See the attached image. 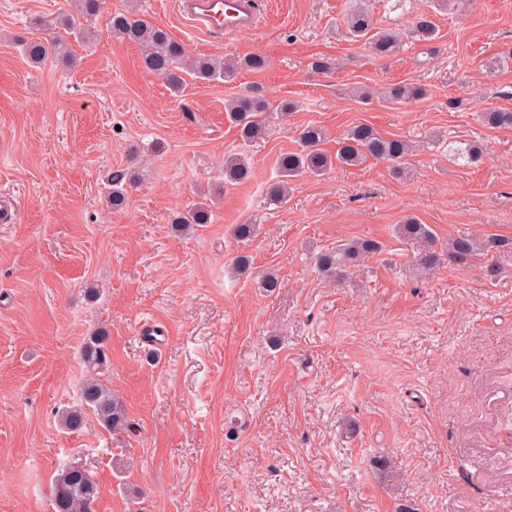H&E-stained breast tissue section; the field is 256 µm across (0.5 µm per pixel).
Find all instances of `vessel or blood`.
Listing matches in <instances>:
<instances>
[{"label":"vessel or blood","mask_w":512,"mask_h":512,"mask_svg":"<svg viewBox=\"0 0 512 512\" xmlns=\"http://www.w3.org/2000/svg\"><path fill=\"white\" fill-rule=\"evenodd\" d=\"M178 11L196 30L220 37L256 34L259 0H177Z\"/></svg>","instance_id":"b4317fda"}]
</instances>
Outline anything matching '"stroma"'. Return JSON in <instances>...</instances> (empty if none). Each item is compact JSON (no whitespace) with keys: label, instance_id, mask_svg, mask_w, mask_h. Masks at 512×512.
I'll use <instances>...</instances> for the list:
<instances>
[{"label":"stroma","instance_id":"35a3bbf8","mask_svg":"<svg viewBox=\"0 0 512 512\" xmlns=\"http://www.w3.org/2000/svg\"><path fill=\"white\" fill-rule=\"evenodd\" d=\"M141 4L191 53L268 65L187 78L176 96L101 15L94 40L70 42L76 67H34L19 38L43 36L73 0H0V194L17 209L0 223V512H52L51 481L72 463L102 487L93 512H512V250L493 277L480 260L423 276L396 234L413 215L442 246L512 238V128L479 119L512 110V64L486 66L512 51V0L436 14L432 48L407 40L386 60L343 36L350 0H260L258 34L221 39L193 30L176 0ZM400 82L428 98L353 93ZM256 88L298 109L251 142L224 102ZM362 123L413 142L406 177L371 159L270 197L299 128L322 127L332 152ZM462 140L482 143L480 162L448 161ZM231 153L253 176L225 186ZM129 169L140 180L112 208L108 184ZM198 200L210 223L174 231ZM244 221L259 231L239 241ZM356 239L382 249L343 279L319 272V251ZM241 255L251 267L238 277ZM267 273L275 292L258 286ZM154 320L169 330L160 345L143 333ZM100 327L102 380L134 428L112 433L89 413L70 433L59 414L79 402V348Z\"/></svg>","mask_w":512,"mask_h":512}]
</instances>
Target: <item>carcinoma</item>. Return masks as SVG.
I'll use <instances>...</instances> for the list:
<instances>
[{
    "label": "carcinoma",
    "mask_w": 512,
    "mask_h": 512,
    "mask_svg": "<svg viewBox=\"0 0 512 512\" xmlns=\"http://www.w3.org/2000/svg\"><path fill=\"white\" fill-rule=\"evenodd\" d=\"M103 9V0H77L74 13L55 19L48 25L47 36L35 40H22L29 63L37 67L49 60L67 57V35L79 32L86 34L84 21L96 17ZM106 26L112 37L118 40L133 41L142 49L143 68L162 77L175 94L181 93L183 73L192 72L205 82L230 81L242 69L260 71L268 60L261 54L230 61L213 57L194 55L184 44L171 38L168 32L148 21L141 13L137 0H132L129 8L115 10L108 14ZM346 36L369 55L379 59L396 55L403 46L402 38L395 31L377 26L369 9L360 5L349 11L345 19ZM410 38L420 42L436 39L437 27L428 13L417 15ZM427 89L416 83L394 84L387 88L385 96L390 100L409 104L425 99ZM295 109V104L284 100L276 108H271L265 97L254 91L251 94L235 96L224 105L228 121L238 128L240 136L253 140L266 133L269 119H284ZM483 124L492 128L512 127V111L491 109L482 113ZM326 139L323 128L307 125L298 133L300 149L279 155L277 160L278 180L271 187V196L285 201L291 181L303 175L320 176L333 166H357L370 159L389 164L391 172L397 176L407 173V157L411 145L400 138H386L373 127L361 124L348 129L336 140V152L322 148ZM482 149L474 142H460L448 147V160L455 163L463 160L474 164L481 159ZM251 165L242 156H229L224 160V183L233 185L244 183L251 178ZM138 176L120 172L112 177V207L121 206L126 200L127 187L136 183ZM211 221L209 205L197 202L187 210L178 213L173 223L182 232L195 224H208ZM397 234L416 247L414 265L421 272H428L440 264V252L436 250V237L431 228L414 217H407L397 225ZM512 249V239L495 234L481 237L460 236L448 241V260L467 265L478 257L493 256ZM380 245L368 239L351 240L336 248L320 253L317 258L319 270L327 275L342 276L346 268L370 253H375ZM109 336L97 330L84 338L80 355L86 371L81 388L79 403L64 409L60 416L61 426L75 432L82 428L86 410H91L100 423L109 431L129 430L132 423L127 419L121 401L100 379L108 369ZM102 488L93 475L78 465L66 466L55 476L51 487L54 512H92L93 503L100 497Z\"/></svg>",
    "instance_id": "cac0c4a2"
}]
</instances>
